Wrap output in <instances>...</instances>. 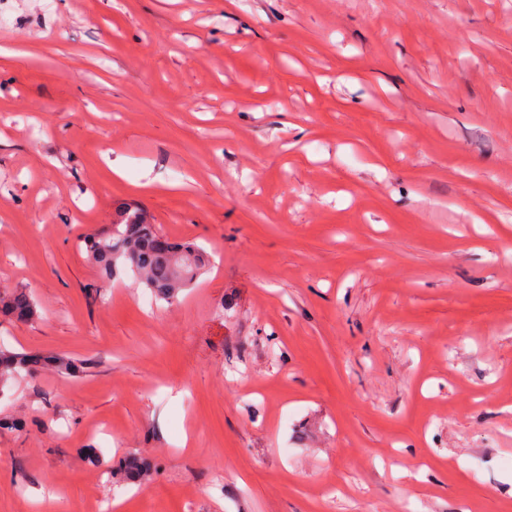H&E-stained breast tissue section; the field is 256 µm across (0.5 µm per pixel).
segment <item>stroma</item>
Segmentation results:
<instances>
[{"label": "stroma", "mask_w": 512, "mask_h": 512, "mask_svg": "<svg viewBox=\"0 0 512 512\" xmlns=\"http://www.w3.org/2000/svg\"><path fill=\"white\" fill-rule=\"evenodd\" d=\"M0 12V346L86 369L0 388V512H512L503 0ZM127 204L177 302L88 258ZM0 312L21 321H28L37 315L34 300L23 291L1 296Z\"/></svg>", "instance_id": "stroma-1"}]
</instances>
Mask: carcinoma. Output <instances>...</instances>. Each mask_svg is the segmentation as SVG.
Wrapping results in <instances>:
<instances>
[{
    "instance_id": "cac0c4a2",
    "label": "carcinoma",
    "mask_w": 512,
    "mask_h": 512,
    "mask_svg": "<svg viewBox=\"0 0 512 512\" xmlns=\"http://www.w3.org/2000/svg\"><path fill=\"white\" fill-rule=\"evenodd\" d=\"M88 245L91 256L106 278H112L117 267H128L140 275L146 288L168 303L177 301L209 265L207 254L201 249L169 243L138 206L118 209L112 229L90 238ZM0 312L21 321L37 315L34 300L23 291L1 296ZM46 361L62 374L74 373V368L65 358L49 359L0 348V383H7Z\"/></svg>"
}]
</instances>
